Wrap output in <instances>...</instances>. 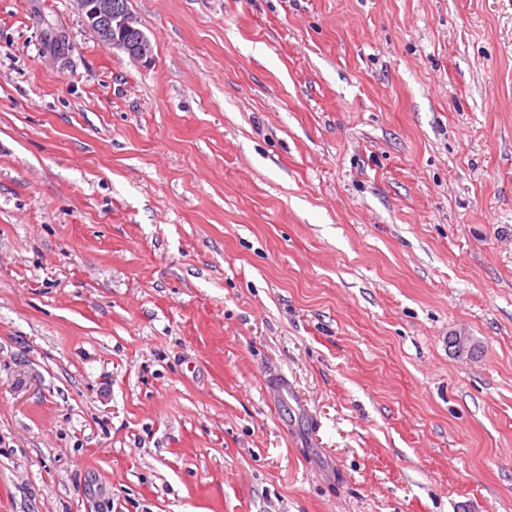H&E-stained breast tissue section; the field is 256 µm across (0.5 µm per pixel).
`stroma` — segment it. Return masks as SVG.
Instances as JSON below:
<instances>
[{
	"instance_id": "35a3bbf8",
	"label": "stroma",
	"mask_w": 512,
	"mask_h": 512,
	"mask_svg": "<svg viewBox=\"0 0 512 512\" xmlns=\"http://www.w3.org/2000/svg\"><path fill=\"white\" fill-rule=\"evenodd\" d=\"M128 6L0 0V512H512V0ZM113 1L128 11L127 0H83L81 9L85 21L104 44L123 51L137 63L150 64L152 46L149 38L136 27L132 14L113 12Z\"/></svg>"
}]
</instances>
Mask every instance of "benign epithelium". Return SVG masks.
Segmentation results:
<instances>
[{"mask_svg": "<svg viewBox=\"0 0 512 512\" xmlns=\"http://www.w3.org/2000/svg\"><path fill=\"white\" fill-rule=\"evenodd\" d=\"M82 10L88 25L100 40L141 64H150L152 46L149 38L136 27L132 15L112 10V0H83Z\"/></svg>", "mask_w": 512, "mask_h": 512, "instance_id": "obj_1", "label": "benign epithelium"}]
</instances>
